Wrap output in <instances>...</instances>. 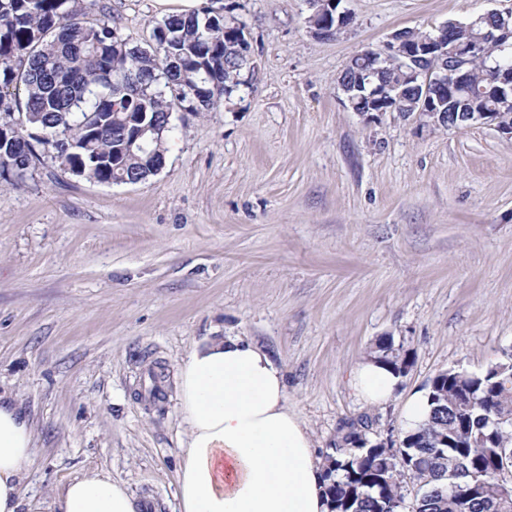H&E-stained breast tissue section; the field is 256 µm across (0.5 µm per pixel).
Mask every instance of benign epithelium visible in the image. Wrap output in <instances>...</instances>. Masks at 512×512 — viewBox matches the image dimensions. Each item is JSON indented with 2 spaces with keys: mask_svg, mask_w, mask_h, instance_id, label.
Returning a JSON list of instances; mask_svg holds the SVG:
<instances>
[{
  "mask_svg": "<svg viewBox=\"0 0 512 512\" xmlns=\"http://www.w3.org/2000/svg\"><path fill=\"white\" fill-rule=\"evenodd\" d=\"M342 0H307L311 14L306 23L310 32L319 38L335 37L351 23V15L339 10ZM498 23L479 35L478 42L499 41L502 46L512 44V11L497 12ZM474 23L450 25L446 22L432 28L421 39H413L405 31L394 32L384 49H365L352 56L346 67L357 75L358 84H366L368 91L350 96L349 108L372 120L386 112H405L422 127H433L445 122L446 113L438 111L440 96L445 94L448 101H454L459 89L471 81L464 52L462 36L471 32ZM405 72L404 80L414 84V96L405 107L404 89L395 82H383L380 74L387 70ZM492 85L498 108H512V67L502 66L495 69ZM461 120L452 123L459 128L473 124L492 125L496 130L512 138V124L502 121V113L480 111L473 112L468 102L460 104Z\"/></svg>",
  "mask_w": 512,
  "mask_h": 512,
  "instance_id": "1",
  "label": "benign epithelium"
}]
</instances>
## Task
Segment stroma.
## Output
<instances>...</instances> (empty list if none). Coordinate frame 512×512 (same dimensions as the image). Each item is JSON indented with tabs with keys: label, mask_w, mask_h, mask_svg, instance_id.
Returning <instances> with one entry per match:
<instances>
[{
	"label": "stroma",
	"mask_w": 512,
	"mask_h": 512,
	"mask_svg": "<svg viewBox=\"0 0 512 512\" xmlns=\"http://www.w3.org/2000/svg\"><path fill=\"white\" fill-rule=\"evenodd\" d=\"M99 2L143 45L163 17L156 0ZM202 3L246 24L256 68L230 102L177 113L159 174L100 184L47 158L0 182V392L35 437L20 512H46L90 470L142 512H180L177 373L206 338L250 341L283 367L321 458L343 422L398 439L405 400L435 374L512 354V139L395 112L368 122L337 83L395 31L512 0H343L353 21L324 39L305 0ZM388 336L414 364L369 405L348 374Z\"/></svg>",
	"instance_id": "35a3bbf8"
}]
</instances>
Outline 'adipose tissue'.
Segmentation results:
<instances>
[{"label": "adipose tissue", "mask_w": 512, "mask_h": 512, "mask_svg": "<svg viewBox=\"0 0 512 512\" xmlns=\"http://www.w3.org/2000/svg\"><path fill=\"white\" fill-rule=\"evenodd\" d=\"M400 378L364 359L350 384L366 402L395 393ZM178 401L188 440L178 471L181 512H329L322 467L303 421L290 408L283 370L238 337L206 339L179 369ZM35 448L19 406L0 397V512H19ZM58 512H141L120 482L93 470L69 482Z\"/></svg>", "instance_id": "obj_1"}]
</instances>
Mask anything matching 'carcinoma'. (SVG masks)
<instances>
[{
	"label": "carcinoma",
	"instance_id": "1",
	"mask_svg": "<svg viewBox=\"0 0 512 512\" xmlns=\"http://www.w3.org/2000/svg\"><path fill=\"white\" fill-rule=\"evenodd\" d=\"M96 0H0V179L18 182L48 154L101 184L141 181L166 161L175 111L216 108L244 62L211 6L155 22L146 49L112 20L84 19ZM458 96L496 111L486 88L512 49L481 44ZM369 356L402 373L409 353L392 338ZM449 369L427 385L428 419L399 447L372 442L363 420L343 423L323 464L330 512H512L498 477L512 475V372Z\"/></svg>",
	"mask_w": 512,
	"mask_h": 512
}]
</instances>
